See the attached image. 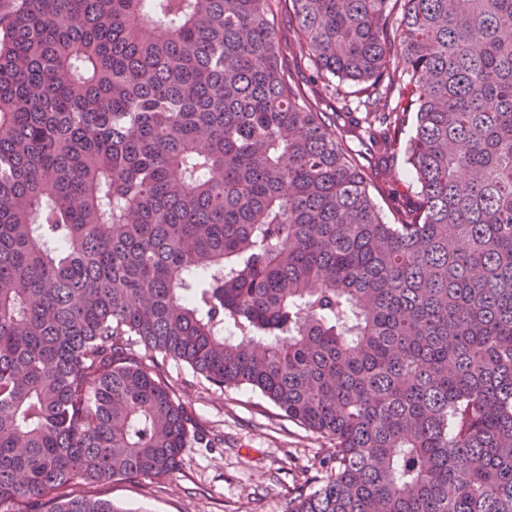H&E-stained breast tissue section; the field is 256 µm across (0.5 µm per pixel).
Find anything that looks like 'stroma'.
<instances>
[{
  "mask_svg": "<svg viewBox=\"0 0 512 512\" xmlns=\"http://www.w3.org/2000/svg\"><path fill=\"white\" fill-rule=\"evenodd\" d=\"M159 370L191 420L177 469L159 480L75 483L71 495L126 512H286L295 488L314 491L334 467L333 441L260 393L218 389L181 361H160Z\"/></svg>",
  "mask_w": 512,
  "mask_h": 512,
  "instance_id": "stroma-1",
  "label": "stroma"
}]
</instances>
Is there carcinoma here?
<instances>
[{
    "instance_id": "cac0c4a2",
    "label": "carcinoma",
    "mask_w": 512,
    "mask_h": 512,
    "mask_svg": "<svg viewBox=\"0 0 512 512\" xmlns=\"http://www.w3.org/2000/svg\"><path fill=\"white\" fill-rule=\"evenodd\" d=\"M277 2L0 0V509L172 473L161 356L335 441L289 512H512V0H288L333 112ZM284 69L287 77L304 87L309 94L320 93L324 95L323 85L314 70L312 63L307 59L287 57L284 60ZM409 168L405 156L400 153L380 166L378 170L379 181L387 189L397 188L400 191H405L408 185L411 187L409 183L412 182L409 176Z\"/></svg>"
}]
</instances>
